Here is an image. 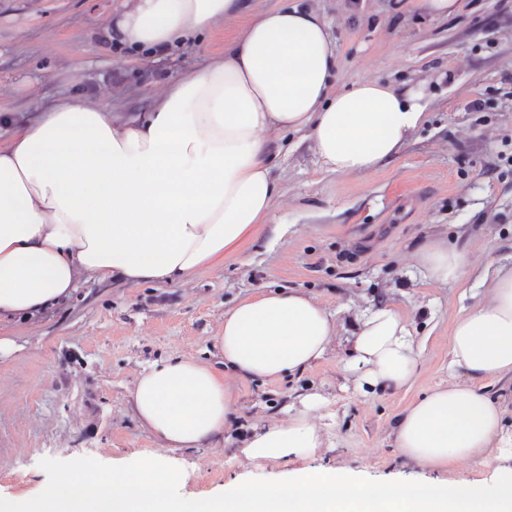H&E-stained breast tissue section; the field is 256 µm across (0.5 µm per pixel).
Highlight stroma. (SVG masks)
Returning a JSON list of instances; mask_svg holds the SVG:
<instances>
[{
    "label": "stroma",
    "mask_w": 512,
    "mask_h": 512,
    "mask_svg": "<svg viewBox=\"0 0 512 512\" xmlns=\"http://www.w3.org/2000/svg\"><path fill=\"white\" fill-rule=\"evenodd\" d=\"M326 17L336 41L334 86L363 80L424 90L427 114L399 154L360 175L331 172L302 133L277 140L283 196L272 220L236 257L165 285L81 282L33 321L0 324V498H32L77 470L134 469L143 456L188 473L184 497L248 475L239 435L279 415L303 390L331 399L325 464L365 479H426L405 463L392 427L412 401L447 379L455 316L483 296L488 265L512 264V0H462L439 18L411 0H295ZM117 0H0V145L65 95H109L149 111L183 71L215 63L232 24L160 55L102 34ZM448 240L464 253L461 282L425 283L415 252ZM301 288L333 314L336 349L299 376L233 378L231 433L217 448L172 453L131 408L135 378L183 354L212 361L224 313L264 290ZM400 306L426 340L411 389L357 392L348 340L368 310Z\"/></svg>",
    "instance_id": "stroma-1"
}]
</instances>
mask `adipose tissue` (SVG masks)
<instances>
[{
  "mask_svg": "<svg viewBox=\"0 0 512 512\" xmlns=\"http://www.w3.org/2000/svg\"><path fill=\"white\" fill-rule=\"evenodd\" d=\"M241 27L217 63L189 69L146 112L106 98L66 95L0 146V318L34 319L82 281H186L240 255L282 196L270 135L303 131L328 170L366 174L396 155L425 118L418 91L376 80L332 88L336 41L320 13L286 0L251 13L249 0H127L106 36L139 50L169 48L224 21ZM432 283L458 282L463 253L448 243L416 254ZM484 297L450 326L453 377L410 403L392 430L400 456L437 471L496 463L492 482L377 483L317 464L328 436L316 391L280 417L252 425L244 467L286 470L280 480H231L206 497L179 498L177 468L142 459L97 477L73 471L0 512H512V457L503 411L478 381L512 376V266L484 278ZM336 323L299 288L263 291L224 313L215 368L183 355L134 381L132 410L171 451L215 448L237 402L229 376L276 381L333 348ZM424 341L393 305L361 321L346 370L364 394L410 388Z\"/></svg>",
  "mask_w": 512,
  "mask_h": 512,
  "instance_id": "ef3b65f1",
  "label": "adipose tissue"
}]
</instances>
